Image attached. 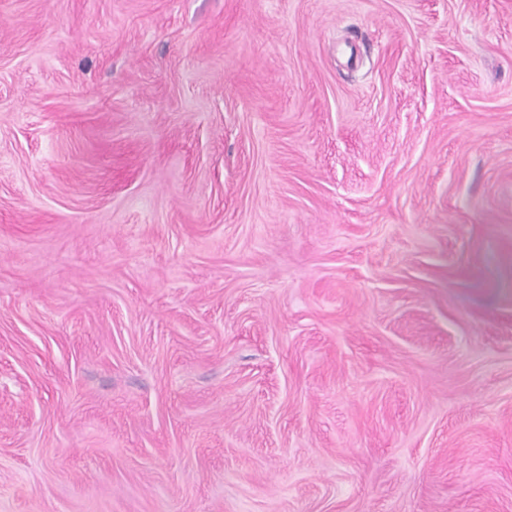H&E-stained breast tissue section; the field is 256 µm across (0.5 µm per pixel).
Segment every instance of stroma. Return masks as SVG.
<instances>
[{"instance_id": "35a3bbf8", "label": "stroma", "mask_w": 512, "mask_h": 512, "mask_svg": "<svg viewBox=\"0 0 512 512\" xmlns=\"http://www.w3.org/2000/svg\"><path fill=\"white\" fill-rule=\"evenodd\" d=\"M0 512H512V0H0Z\"/></svg>"}]
</instances>
